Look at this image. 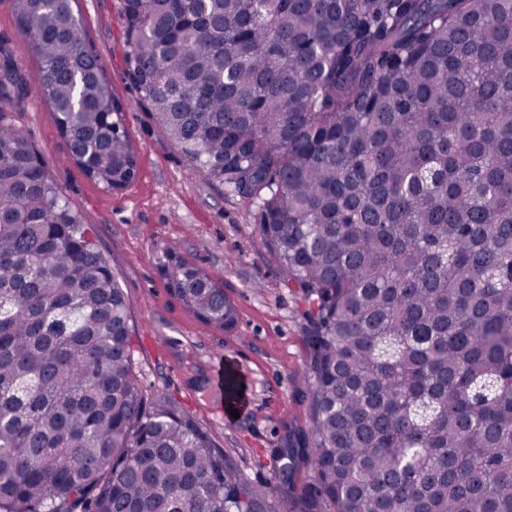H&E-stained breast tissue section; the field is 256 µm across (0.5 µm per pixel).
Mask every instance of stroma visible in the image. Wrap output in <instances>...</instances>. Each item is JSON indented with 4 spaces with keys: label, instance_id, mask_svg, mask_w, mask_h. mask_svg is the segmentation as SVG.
<instances>
[{
    "label": "stroma",
    "instance_id": "stroma-1",
    "mask_svg": "<svg viewBox=\"0 0 512 512\" xmlns=\"http://www.w3.org/2000/svg\"><path fill=\"white\" fill-rule=\"evenodd\" d=\"M72 7L123 107L135 178L122 189L106 190L68 162L54 109L40 94L41 61L13 0H0V45L30 91L23 105L8 106V115L88 224L124 291L144 395L166 394L231 455L247 480L275 484L274 453L287 447L289 431L308 421V330L301 296L286 286L262 244L255 206L196 171L181 148L157 132L129 72L123 0H73ZM167 250L223 287L237 310L233 328L208 325L169 293L159 269ZM220 361L244 384L245 408L231 420L213 411L209 380Z\"/></svg>",
    "mask_w": 512,
    "mask_h": 512
}]
</instances>
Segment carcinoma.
Segmentation results:
<instances>
[{
	"instance_id": "carcinoma-1",
	"label": "carcinoma",
	"mask_w": 512,
	"mask_h": 512,
	"mask_svg": "<svg viewBox=\"0 0 512 512\" xmlns=\"http://www.w3.org/2000/svg\"><path fill=\"white\" fill-rule=\"evenodd\" d=\"M69 157L130 183L71 0H15ZM156 127L258 209L308 324L309 427L245 479L142 392L122 288L0 111V512H512V0H124ZM29 90L0 48V103ZM170 292L231 327L184 259ZM224 403L240 399L224 368ZM305 469L309 481L295 483Z\"/></svg>"
}]
</instances>
